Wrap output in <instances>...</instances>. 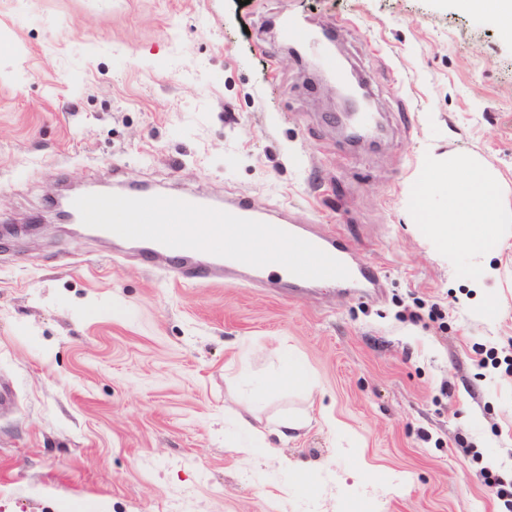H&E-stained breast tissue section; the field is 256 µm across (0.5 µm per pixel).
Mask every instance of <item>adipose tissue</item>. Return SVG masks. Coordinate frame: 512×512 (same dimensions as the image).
Masks as SVG:
<instances>
[{"label":"adipose tissue","mask_w":512,"mask_h":512,"mask_svg":"<svg viewBox=\"0 0 512 512\" xmlns=\"http://www.w3.org/2000/svg\"><path fill=\"white\" fill-rule=\"evenodd\" d=\"M457 165L452 158L427 159L411 187L410 207L426 235L444 251L478 257L498 240L502 225L512 223V209L503 204L494 175L478 164L467 165L460 183H449L448 174ZM428 185L447 188V204L423 195L421 189Z\"/></svg>","instance_id":"1"}]
</instances>
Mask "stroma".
Returning a JSON list of instances; mask_svg holds the SVG:
<instances>
[{"label": "stroma", "mask_w": 512, "mask_h": 512, "mask_svg": "<svg viewBox=\"0 0 512 512\" xmlns=\"http://www.w3.org/2000/svg\"><path fill=\"white\" fill-rule=\"evenodd\" d=\"M284 18L337 29L375 138L330 125ZM432 152L512 207V36L462 0H0V223L116 169L294 207L383 281L184 284L76 224L0 250V512H503L479 473L512 480V371L486 362L512 353V223L474 287L407 201Z\"/></svg>", "instance_id": "obj_1"}]
</instances>
